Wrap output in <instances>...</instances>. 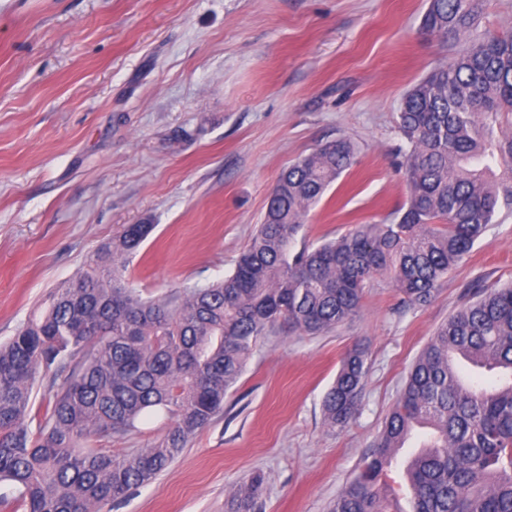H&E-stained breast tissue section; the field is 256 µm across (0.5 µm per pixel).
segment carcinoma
Wrapping results in <instances>:
<instances>
[{"label": "carcinoma", "instance_id": "1", "mask_svg": "<svg viewBox=\"0 0 512 512\" xmlns=\"http://www.w3.org/2000/svg\"><path fill=\"white\" fill-rule=\"evenodd\" d=\"M483 0H429L419 31L464 42L404 96L397 131L408 145L406 202L388 224H358L294 250L311 208L354 163L339 137L297 159L272 188L263 222L223 280L145 298L124 279L154 229L126 224L111 265L54 288L0 344V506L11 512H102L166 470L224 408L257 341L279 328L318 336L355 316L383 278L412 306L429 303L491 224L512 217V32L470 38ZM416 359L355 479L329 512H393L387 477L415 428L429 429L404 473L407 512H512V285L478 282ZM365 351L340 361L324 419L359 414ZM52 393L29 416L37 377ZM162 415L159 442L123 458L94 446ZM264 490L242 481L237 512Z\"/></svg>", "mask_w": 512, "mask_h": 512}]
</instances>
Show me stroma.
Returning a JSON list of instances; mask_svg holds the SVG:
<instances>
[{
  "label": "stroma",
  "instance_id": "obj_1",
  "mask_svg": "<svg viewBox=\"0 0 512 512\" xmlns=\"http://www.w3.org/2000/svg\"><path fill=\"white\" fill-rule=\"evenodd\" d=\"M428 0H0V342L125 224L153 232L127 266L143 296L232 273L281 170L326 141L355 165L298 242L389 223L404 203L405 92L461 48L419 36ZM479 279L512 282V218L490 225L422 307L384 281L319 336L261 338L223 413L104 512H327L356 476L436 328ZM366 351L359 415L326 425L343 354ZM264 490V478L261 474H255L244 479L237 492L236 512H250L254 501Z\"/></svg>",
  "mask_w": 512,
  "mask_h": 512
}]
</instances>
